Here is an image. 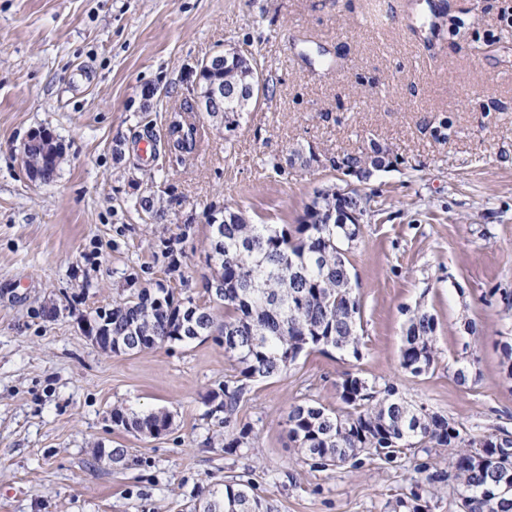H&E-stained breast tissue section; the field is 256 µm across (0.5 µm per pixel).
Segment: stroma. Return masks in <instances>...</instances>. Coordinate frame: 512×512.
Returning a JSON list of instances; mask_svg holds the SVG:
<instances>
[{"instance_id": "stroma-1", "label": "stroma", "mask_w": 512, "mask_h": 512, "mask_svg": "<svg viewBox=\"0 0 512 512\" xmlns=\"http://www.w3.org/2000/svg\"><path fill=\"white\" fill-rule=\"evenodd\" d=\"M253 53L272 93L234 132L187 109L188 74L227 47ZM161 87L143 107V84ZM193 125L191 151L168 145ZM50 131L63 161L31 180L21 148ZM377 142L389 164L347 254L358 281L361 358L303 354L252 382L224 446L208 400L237 373L213 340L108 355L84 332L132 288L204 304L209 205L292 224L341 183L329 159ZM315 149L320 164L290 161ZM180 201L165 219L137 198ZM435 320L425 375L399 369L416 309ZM512 0H0V512H192L250 481L276 512H391L416 463L311 467L288 445L292 403H338L343 372L395 384L472 435L512 431ZM467 382H458V370ZM166 411L136 436L113 408ZM121 448L122 463L94 448Z\"/></svg>"}]
</instances>
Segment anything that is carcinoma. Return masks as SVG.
<instances>
[{"instance_id":"obj_1","label":"carcinoma","mask_w":512,"mask_h":512,"mask_svg":"<svg viewBox=\"0 0 512 512\" xmlns=\"http://www.w3.org/2000/svg\"><path fill=\"white\" fill-rule=\"evenodd\" d=\"M257 69L227 60L221 71H203L195 87L201 95L209 83L238 89L249 83ZM244 104L224 99V112L208 113L216 124L236 121ZM33 162L55 172L62 151L50 156L38 153L28 142ZM344 165L359 171L362 180L388 166L379 145L367 152H345ZM173 198H141L134 207L152 218H163ZM368 199L358 189L338 199L325 194L319 210L303 211L295 224H253L245 216L232 215L211 223L209 259L211 274L205 278L208 303H183L173 288H140L95 311L92 320L112 338L116 353L129 354L171 342H193L213 337L238 363V375L224 382V399L214 395L210 413H224V426L244 401L249 383L288 370L308 350L331 349L358 357L361 306L354 295L345 243L360 235V225L341 219L344 209L367 212ZM434 318L422 310L409 317L399 366L414 377L430 370L435 360ZM339 406L332 409L313 400L290 406L288 441L304 460L324 470L351 464L381 461L395 464L406 451L417 448H449L454 451L448 472L424 462L416 467L421 483L433 489L451 481L468 512H512V482L494 488L502 471L512 475V447L490 446L477 458L472 448L494 438L464 432L446 417L415 407L400 395L398 387L379 389L358 375L343 373L338 384ZM112 422L124 430L146 435L166 431L171 417L163 411L139 414L112 409ZM419 494L398 498L392 512H424ZM202 512H274V506L256 495L247 484L230 481L224 489H212Z\"/></svg>"}]
</instances>
